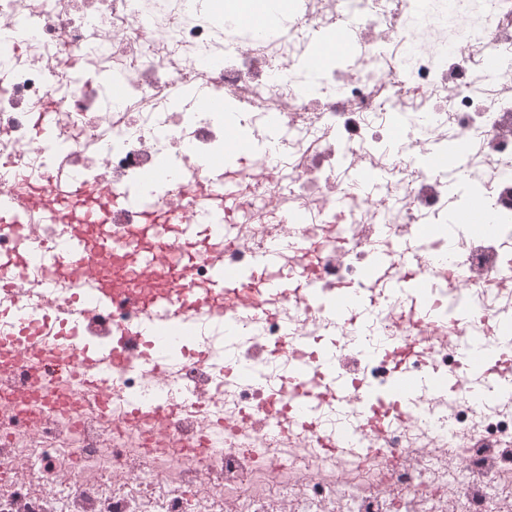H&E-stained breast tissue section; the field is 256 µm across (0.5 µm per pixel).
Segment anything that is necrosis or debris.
Wrapping results in <instances>:
<instances>
[{
    "instance_id": "4bbe7bcc",
    "label": "necrosis or debris",
    "mask_w": 512,
    "mask_h": 512,
    "mask_svg": "<svg viewBox=\"0 0 512 512\" xmlns=\"http://www.w3.org/2000/svg\"><path fill=\"white\" fill-rule=\"evenodd\" d=\"M253 11L262 33L238 24L235 0L221 14L212 0H0V31H28L25 52L0 42V182L15 171L42 183L77 176L102 204L139 191L180 221L195 218L198 195L220 198L236 235L225 264L252 265L275 238L278 269L294 274L304 262L286 241L300 236L322 246L327 291L360 287L385 242L425 263L426 318H406L414 295L403 288L347 323L293 298L262 317L202 311L187 339L135 346L103 409L87 404L83 371L37 380L19 350L18 392L0 393V512H512V72L481 65L512 48V0H253ZM340 21L352 59L310 71L316 40ZM215 94L226 111L204 108ZM242 131L256 146L278 132L277 165L225 156ZM441 152L466 192L428 165ZM217 158L221 184L206 174ZM158 167L166 177L144 182ZM377 171L383 190L354 186ZM487 197L489 235L449 236V217ZM291 213L301 223L287 224ZM446 246L452 267L428 263ZM124 286L115 309L87 311L79 341L107 348L140 321V286ZM78 303L77 284L46 280L40 265L0 275V337ZM405 336L418 341L408 369L423 386L382 428L332 395L307 425L267 412L268 392H288L295 347L333 339L339 377L386 389L387 352ZM469 346L485 370L464 373ZM198 348L207 359L192 358ZM228 361L261 385L225 375ZM182 392L197 415L166 417ZM140 402L162 426L127 425Z\"/></svg>"
}]
</instances>
